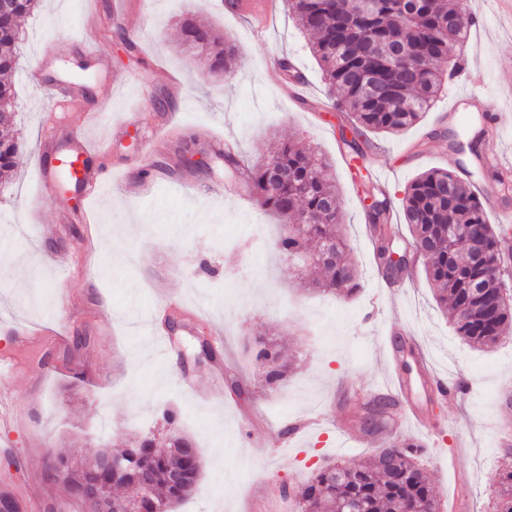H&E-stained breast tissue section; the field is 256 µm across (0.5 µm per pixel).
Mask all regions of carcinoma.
Listing matches in <instances>:
<instances>
[{
  "label": "carcinoma",
  "mask_w": 512,
  "mask_h": 512,
  "mask_svg": "<svg viewBox=\"0 0 512 512\" xmlns=\"http://www.w3.org/2000/svg\"><path fill=\"white\" fill-rule=\"evenodd\" d=\"M299 28L311 37V50L326 84L339 92V108L347 114L340 143L356 154L368 132L399 134L417 124L431 110L447 79L462 69L461 50L470 18L448 24L457 13L448 0H289ZM37 0H11V10L0 24V127L14 125V92L9 81L17 62V22L31 14ZM183 37L204 43L210 72L230 74L235 46L187 19ZM371 72L386 88L372 92L363 84ZM352 138H347V134ZM20 143L0 137V176H9L20 154ZM328 162L318 151L298 141L281 144L265 160L249 167L248 189L255 203L284 221L297 215L305 227L281 233L276 247L285 254L315 256L327 249L331 259L319 264V288L351 296L361 288L357 269L345 257L347 243L339 224L341 200L324 172ZM410 244L418 248L419 262L435 291L438 305L453 314L456 335L473 346H487L512 334V296L502 295L512 274H485L472 265L448 229L474 234L486 248V263L499 258V234L486 218L481 199L457 174L433 168L419 174L401 200ZM392 200H376L367 212L378 241L376 255L386 271L391 240L388 222ZM479 280L477 290L470 284ZM268 389L279 388L288 374L281 348L263 344L256 353ZM169 451L141 456L118 479L98 460L67 462L79 492L104 482L127 488L145 486L153 497L174 504L183 500L198 478V468L185 461L193 448L186 437L171 430ZM296 512H338L346 501L356 512H440L434 487L418 463V446L406 439L382 449L365 464H327L316 469L292 496ZM494 512H512V468L500 476Z\"/></svg>",
  "instance_id": "obj_1"
}]
</instances>
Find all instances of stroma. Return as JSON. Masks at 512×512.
Returning a JSON list of instances; mask_svg holds the SVG:
<instances>
[{
  "label": "stroma",
  "instance_id": "stroma-1",
  "mask_svg": "<svg viewBox=\"0 0 512 512\" xmlns=\"http://www.w3.org/2000/svg\"><path fill=\"white\" fill-rule=\"evenodd\" d=\"M259 3L241 0L240 8L218 10L213 0H41L22 21L14 77L22 153L13 180L0 186V312L36 324L54 315L68 336L86 332L93 341L70 361L59 359L52 344L5 359L21 426L0 435V491L21 504L37 501L40 512H85L63 484L44 480L45 457H89L122 450L134 435H167L164 414L171 410L202 461L192 492L174 512H241L253 489L290 495L314 468L367 461L391 437L422 446L421 465L441 501L457 497L461 512H490L499 473L512 464L497 435L500 396L512 392V341L483 348L463 341L422 267L400 287L387 286L366 231L364 201L385 167L393 171L388 192L396 205L406 186L432 168L465 167L474 180H493L481 151L468 149L480 118L450 129L434 126L428 115L395 136L368 134L364 155L350 154L339 142L344 119L287 0H277L276 18L261 38L253 34ZM89 11L99 22L100 62L87 69L77 33ZM469 11L474 22L464 66L436 107L446 109L464 90L482 92L485 109L503 117L500 151L512 159V100L495 83L498 70L512 69V38L495 0H469ZM185 16L237 45L231 78L212 76L180 46ZM284 56L310 80L304 101L288 102L268 78L270 64ZM80 71L87 83L74 89L76 106L47 111L36 78L69 80ZM89 112L100 118L88 135L109 152L113 170L138 179L154 162L164 164L149 196L111 188L92 202L98 262L90 278L82 272L81 201L72 191L39 192L37 169L43 147L66 144ZM217 136L236 142L252 162L288 138L326 156L325 175L340 194L342 231L362 284L356 296L320 293L318 269L296 267L278 251L282 226L273 214L251 200L225 199V163L210 146ZM421 142L424 152H412ZM190 155L205 158L207 168L183 166ZM43 224L54 225L53 237H41ZM166 296L196 305L197 319L173 333L154 322L152 309ZM396 320L413 330L440 376L468 385L448 400L412 374L410 399L430 420L426 429L373 421L367 412L385 376V331ZM215 326L223 330L218 362L202 357L198 346ZM259 339L289 345L296 357L274 392L263 386L253 360ZM47 352L56 359L46 379ZM76 370L88 383L73 385ZM178 376L191 379L206 401L176 392ZM311 413L321 415L319 428L299 438L296 449L283 450L281 433ZM340 425L352 435L344 445L336 438Z\"/></svg>",
  "mask_w": 512,
  "mask_h": 512
}]
</instances>
